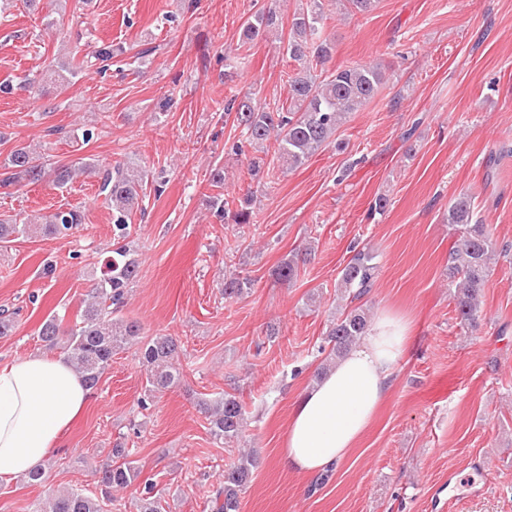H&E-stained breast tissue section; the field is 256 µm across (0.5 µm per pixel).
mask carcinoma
Segmentation results:
<instances>
[{
    "label": "carcinoma",
    "instance_id": "obj_1",
    "mask_svg": "<svg viewBox=\"0 0 512 512\" xmlns=\"http://www.w3.org/2000/svg\"><path fill=\"white\" fill-rule=\"evenodd\" d=\"M323 17L319 0L313 7L293 14L286 51L290 58L309 59L308 65L287 77L288 107H257L250 97L230 100L235 109L234 122L245 140L254 144L274 141V154L291 167L304 164L325 144L348 115L367 105L384 84L382 67L338 66L327 74L316 73V66L331 57L332 44L321 38ZM279 28L277 6L271 5L244 24L247 38ZM52 176L54 186L63 188L75 177L89 174L97 178V196L112 212V233L116 241L130 235V221L140 206L142 178L132 168L86 163L75 167L68 163H51L42 153L25 146L14 148L0 162V182L38 181ZM84 221L77 209L58 210L19 224L11 218L0 219V242L18 236L61 238ZM448 224L456 240L448 253V281L460 321L473 324L481 309L482 291L491 272V257L496 243L485 225L475 217L472 197L461 194L448 206ZM138 261L127 245L118 246L105 261L96 277V286L84 299L74 318L51 313L41 324L38 336L50 349L64 350L65 358L81 375L89 389L97 388L103 374L112 366V354L126 347H137L146 366L148 392L171 388L180 381V345L171 336H155L141 343L140 324L120 317L129 285L137 278ZM379 266L369 251H357L341 272L336 288L345 297L347 308L332 321L327 336V352L322 374L339 357L355 346L367 332L371 320L363 300L371 293ZM252 281L233 277L224 282V296H239L250 289ZM209 431L214 440L232 442L242 436L245 427L243 404L226 394L216 405L206 406ZM129 448L112 449V460L98 469V493L89 495L82 489L60 491L50 501L49 512H103L112 500V490L124 488L138 479L140 470L129 460ZM255 460L242 456L224 471V485L216 489L213 512H239V491L249 481ZM137 512H157L156 485L145 481Z\"/></svg>",
    "mask_w": 512,
    "mask_h": 512
}]
</instances>
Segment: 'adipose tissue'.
<instances>
[{
  "label": "adipose tissue",
  "instance_id": "adipose-tissue-1",
  "mask_svg": "<svg viewBox=\"0 0 512 512\" xmlns=\"http://www.w3.org/2000/svg\"><path fill=\"white\" fill-rule=\"evenodd\" d=\"M410 340L408 321L380 314L360 342L303 391L282 450L289 468L323 471L351 454L385 402ZM87 399L64 358L31 353L0 366V479L39 470Z\"/></svg>",
  "mask_w": 512,
  "mask_h": 512
}]
</instances>
